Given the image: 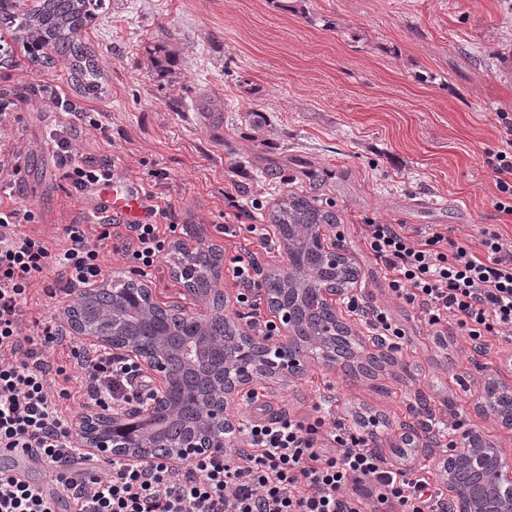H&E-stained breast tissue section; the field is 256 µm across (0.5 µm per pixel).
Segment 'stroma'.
Masks as SVG:
<instances>
[{
    "mask_svg": "<svg viewBox=\"0 0 512 512\" xmlns=\"http://www.w3.org/2000/svg\"><path fill=\"white\" fill-rule=\"evenodd\" d=\"M85 41L103 76L96 99L79 96L64 61L35 66L17 48L0 67V89L22 97L17 118L0 124V151L20 152L21 201L48 234L97 221L91 191L73 200L61 188L48 134L64 128L78 159L113 155V182L151 186L176 223L228 257L234 248L215 229L225 187L258 224L284 193L318 198L339 217L327 242L406 330L397 367L378 377L353 380L320 363L288 383L261 377L265 401L241 400L236 419L272 408L309 417L325 395L346 424L359 413L388 418L387 451L424 401L448 428L512 451V431L476 407L485 381L512 385V344L480 355L458 333L437 348L419 310L384 294L358 233L373 219L512 236L485 163L501 145L499 113H512V0H104ZM45 84L75 112L44 99ZM206 106L223 112L221 127L202 117ZM81 112L106 125L111 145L86 135Z\"/></svg>",
    "mask_w": 512,
    "mask_h": 512,
    "instance_id": "obj_1",
    "label": "stroma"
}]
</instances>
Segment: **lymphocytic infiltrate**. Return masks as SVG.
<instances>
[{"label": "lymphocytic infiltrate", "mask_w": 512, "mask_h": 512, "mask_svg": "<svg viewBox=\"0 0 512 512\" xmlns=\"http://www.w3.org/2000/svg\"><path fill=\"white\" fill-rule=\"evenodd\" d=\"M503 146L488 154L499 196L497 210L512 218V116L500 113ZM61 178L82 192L110 184V157L75 160L64 130L50 134ZM19 152L0 158V450H32L45 463L55 490L0 471V512H365V486L400 512H448V498L417 467L391 463L375 439L351 431L340 419L306 418L279 410L248 421L238 447L223 455L197 454L174 464L159 460L142 469L111 460L97 467L79 447L67 404L103 406L132 414L148 397L144 373L132 359L84 346L73 348L71 364L52 365L50 349L66 330L52 318L27 320L35 286L48 297L71 295L103 281L105 250L125 257L132 274L153 277L169 247L170 211L149 205L148 223L119 224L104 216L94 227L67 224L59 242L45 238L39 215L22 206ZM236 223L220 233L243 243L225 268L238 289L236 301L257 331L274 334L262 319L261 267L253 250L266 243L263 225L244 223L245 212L227 196ZM368 254L385 272L387 294L418 308L435 335L449 327L464 331L475 352L492 341L512 339V242L483 229L478 244L449 236L443 225L414 227L366 221ZM347 309L385 347L397 348L404 330L388 306L368 294L348 297ZM81 370L74 379L73 370Z\"/></svg>", "instance_id": "obj_1"}]
</instances>
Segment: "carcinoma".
Listing matches in <instances>:
<instances>
[{"instance_id": "carcinoma-1", "label": "carcinoma", "mask_w": 512, "mask_h": 512, "mask_svg": "<svg viewBox=\"0 0 512 512\" xmlns=\"http://www.w3.org/2000/svg\"><path fill=\"white\" fill-rule=\"evenodd\" d=\"M9 0H0V24L11 31L28 60L39 66H50L54 57L65 61L71 81L84 98H97L102 93L99 70L91 52L83 42V32L101 0H40L35 7L15 12ZM283 243L288 267L268 274L265 279L267 298L294 313L297 336L306 339L321 335L325 323L336 317L333 306L324 302L325 288L351 285L359 277L353 264L334 258L321 243V230L338 223L336 212L316 204V200L295 193L285 194L269 215ZM219 249L199 242L193 248L183 244L174 247L173 262L186 287L200 292L207 311L201 316L187 315L184 322L167 325L145 314L141 305L143 284L121 270L113 271L102 287L76 295L72 314L83 332L90 336L110 335L117 340L135 336L141 350L155 353V338L171 337L176 346L189 347V336H224V348L211 349L200 364L205 374L226 369L234 354L250 360L254 353L237 337L233 323L224 319V300L211 294L212 274L221 265ZM151 426V421L127 417L110 427L109 436L129 442Z\"/></svg>"}]
</instances>
